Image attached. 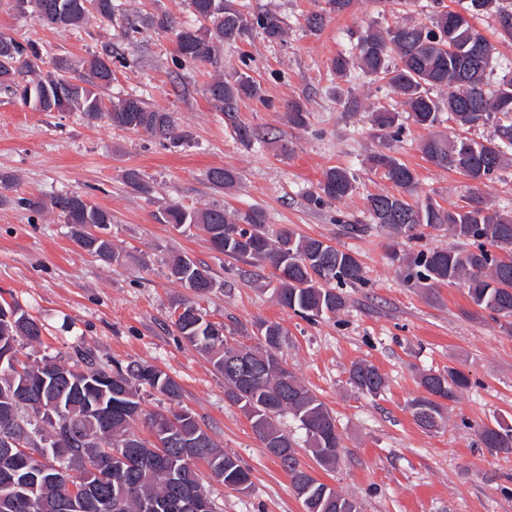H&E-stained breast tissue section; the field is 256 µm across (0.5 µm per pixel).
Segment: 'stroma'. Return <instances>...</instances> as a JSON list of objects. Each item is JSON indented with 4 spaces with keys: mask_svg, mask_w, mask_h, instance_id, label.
<instances>
[{
    "mask_svg": "<svg viewBox=\"0 0 512 512\" xmlns=\"http://www.w3.org/2000/svg\"><path fill=\"white\" fill-rule=\"evenodd\" d=\"M248 2L255 12L277 6L291 30L284 44L255 34L224 47L225 75L248 70L262 88L261 98L239 108L240 122L254 134L245 145L201 93L211 66H176L172 35L148 30L123 40L118 25L95 19L80 28H50L17 0H0V32L36 41L42 71L65 62L72 76L82 75L83 61L102 44L115 43L125 62L113 64L107 96L143 95L176 112L191 135L188 145L166 149L145 134L90 124L77 112H38L0 92V174L15 178L4 191L7 204L0 205V304L19 303L45 326L41 341L18 340L20 359H66L80 349L101 362L158 367L181 385V397L172 402L141 387L143 411L191 412L220 448L250 470L251 485L243 493L203 472L215 512H305L287 473L242 409L225 397L223 376L179 335L174 307L194 302L224 324L228 336L250 346L257 343L259 323L276 322L285 332L282 356L289 370L324 403L342 438L335 465L325 468L292 417L281 418L314 477L354 501L359 512H512V453L489 452L477 436L497 419L512 425V332L501 319L475 312L465 284L406 283L402 262L390 258L386 230L375 226L360 236L344 231L345 224L368 222L367 196L393 189L368 161L376 151L390 150L415 170L417 201L429 197L451 210L467 193L465 176L425 161L424 130L405 122L400 140L388 143L371 126L364 107L391 100L385 82L358 70L342 80L329 70L368 26L428 23L427 0H358L315 35L301 21L317 9L316 0ZM350 99L360 102L361 111L347 108ZM294 100L306 106L305 128L288 123L286 107ZM333 166L351 169L354 192L311 205L307 193ZM213 167L236 169V189L212 186L206 173ZM130 168L151 183V197L125 185ZM62 192L86 196L111 214L108 233L118 262L108 265L82 250L58 212L16 203ZM172 203L241 212L260 207L271 230L291 229L352 251L365 281L344 288L346 305L337 313L307 319L281 307L252 266L213 251L198 230L160 223L159 212ZM176 254L210 269V293L195 296L168 278L167 263ZM358 360L384 375L380 395L350 384L348 370ZM450 368L465 373L470 384L447 403L441 429H421L410 407L424 394L420 377Z\"/></svg>",
    "mask_w": 512,
    "mask_h": 512,
    "instance_id": "1",
    "label": "stroma"
}]
</instances>
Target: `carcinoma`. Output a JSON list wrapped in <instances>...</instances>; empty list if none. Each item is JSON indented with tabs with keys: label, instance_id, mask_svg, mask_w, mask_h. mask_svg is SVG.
<instances>
[{
	"label": "carcinoma",
	"instance_id": "cac0c4a2",
	"mask_svg": "<svg viewBox=\"0 0 512 512\" xmlns=\"http://www.w3.org/2000/svg\"><path fill=\"white\" fill-rule=\"evenodd\" d=\"M193 22L178 24L166 12H130L119 0H18L19 7L33 5L37 19L57 29H72L90 19L113 21L122 18L121 34L125 39L153 30L174 36L175 63H207L214 67L203 93L212 110L224 116L238 139L248 145L253 132L237 120L239 104L261 96L260 85L246 72L224 76L220 59L224 44L242 41L253 33L269 42H285L289 27L276 9L259 13L249 10L242 0H185ZM357 0H324V6L306 18L309 32L324 28L331 15L344 14ZM430 24L411 22L387 27L371 26L358 37L345 54L331 60L330 71L343 78L353 70L387 81L398 106L379 102L366 108L370 121L384 132L387 140L403 133L407 116L430 134L421 144L424 158L433 166L455 169L469 180L484 185L512 169V70L494 79L496 47L477 28L455 23L458 13L445 9L441 0H431ZM471 17L497 16L499 39L512 41V0H469ZM40 52L32 41L20 42L0 33V90L18 98L38 112L81 113L90 122L104 121L124 130L142 132L162 145L175 146L190 138L180 129L174 113L150 105L138 95L105 101L99 89L112 83V64L116 49L107 43L102 52L86 63L87 73L80 78L65 75V67L42 73L34 60ZM446 89L447 97L437 98L431 90ZM288 124L303 128L308 112L299 101L287 105ZM448 116L466 132L498 120L493 132L479 139L468 136L448 138L433 132ZM373 167L397 188L395 193L371 194L367 212L371 223L395 238L409 240L420 236L419 228L448 225L451 235L464 242L465 248L419 250L393 253L404 263L406 278L424 288L463 281L476 307L503 318L512 317V209L494 210L478 191V185L466 197L465 204L454 210L431 200L412 203L417 178L414 169L384 151L370 156ZM208 181L221 189H232L239 182L233 168H212ZM125 183L135 192L150 196L153 187L136 169L124 173ZM355 190V177L346 168L327 169L309 201L324 205L341 201ZM65 223L76 229V242L85 251L105 263L119 260L112 242L93 244L92 229L112 223V215L87 197L61 193L50 200ZM159 221L176 229L196 228L204 233L212 250L254 266H268L278 286L273 289L276 302L308 319L323 318L345 306L341 288L364 282L359 259L324 240L300 235L290 229L271 233L263 210L247 212L204 207L188 210L174 203L160 212ZM168 277L188 286L199 277L206 292L213 278L208 268L188 257L175 256L168 263ZM180 312L174 322L177 331L192 347L209 357L217 372L224 376V394L242 410L250 412L252 429L262 443L286 441L288 433L278 425L287 413L304 430L307 447L322 466L336 463L342 440L335 419L323 402L303 385L293 372L283 378L281 345L283 328L274 322L259 324L261 333L255 346L245 349L239 372L228 366L224 324L208 320V314L190 302L178 303ZM43 325L17 305H0V350L16 349L17 338L37 342ZM19 373L9 364L0 365V423L23 420L37 412L38 405L55 401L60 404L63 425L54 428L46 423L43 438L47 449H71L68 466L81 476L91 475L92 468L107 450L123 449L132 441V426L142 415L141 398L136 384L147 385L171 401L181 397L179 383L162 370L138 362L110 371L91 367L77 371L54 361L22 364ZM350 383L363 393L378 395L384 390L385 377L368 362L358 361L349 370ZM420 384L426 395L412 401L416 424L428 431L444 422L445 405L434 399L437 393L450 401L458 390L468 387L469 378L450 368L444 372L422 375ZM167 420L174 435L186 437L199 449L198 460L227 487L250 481V470L241 460L219 448L201 427L195 416L183 411L166 415L154 413L147 418L149 427L157 419ZM496 430H479V437L491 453L512 452V426L495 421ZM176 476L172 484L169 474ZM14 477L21 484L36 486L30 501L0 485V497L9 498V508L0 512H62L64 489L48 473L28 465L21 452L0 447V479ZM203 491L194 464L182 457V446L171 441L162 454L112 459V481L100 484L96 493L80 504L77 512H100L98 504L106 499L112 512H141L142 502L153 499L157 504ZM306 512H358L353 501L329 485L310 476L306 493L301 496Z\"/></svg>",
	"mask_w": 512,
	"mask_h": 512
}]
</instances>
